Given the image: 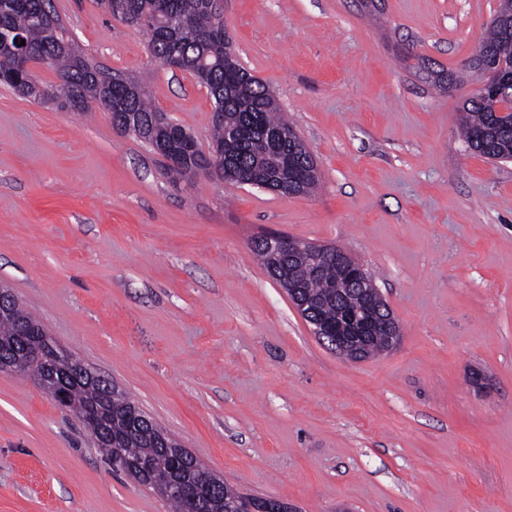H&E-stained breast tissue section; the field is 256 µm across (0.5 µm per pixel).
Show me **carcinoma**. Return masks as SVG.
Instances as JSON below:
<instances>
[{"label":"carcinoma","instance_id":"carcinoma-1","mask_svg":"<svg viewBox=\"0 0 512 512\" xmlns=\"http://www.w3.org/2000/svg\"><path fill=\"white\" fill-rule=\"evenodd\" d=\"M110 13L149 35L148 50L159 62L177 55L183 60V70L198 78L215 103L212 139L219 148L232 139L224 150L227 165L224 180L240 184L243 176L272 177L278 166L280 153L268 143L266 134L279 131L295 134L292 124L279 116L278 105L270 91L257 78L243 70L233 60L230 42L224 39L219 27L224 25L217 7H208L206 0H109ZM512 0H502L491 20L488 35L481 42L484 63L512 71ZM66 27L53 9L51 0H0V66L9 67L21 62L46 64L56 71L58 85L46 89L33 76L22 83H9L19 94L41 100L57 101L62 109L85 112L90 103L112 108V102L121 104V111L133 113L134 124L150 128L162 112L152 107L143 92L132 93L129 81L110 74L88 62L67 46ZM512 101V84L495 91H479L467 99L462 107V132L467 148L491 160H512V126L495 123L497 104ZM186 153L184 173H193L204 164L216 161V156L200 151L193 137ZM288 271V282L299 288L301 296L317 299L319 304L309 318L326 321L336 319L341 297L333 293L336 284V266L325 264L316 269L306 257L294 254L280 259ZM20 320L35 321L24 308L17 310L14 319H0V346L10 344ZM389 324L386 313L375 318L368 347L381 351L387 343ZM100 401L97 389L81 384L71 385L64 407L77 417L85 408ZM112 447L105 449L106 461L115 472L129 473V469L147 461L150 467L138 482L154 492L175 479L196 481L206 468L190 452L179 466L163 446L157 442L164 433L149 417L138 427L125 424L127 413L135 406L118 390L112 393ZM204 512H236L243 498L236 488L218 479L201 493Z\"/></svg>","mask_w":512,"mask_h":512}]
</instances>
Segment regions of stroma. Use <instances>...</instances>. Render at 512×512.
Instances as JSON below:
<instances>
[{
    "mask_svg": "<svg viewBox=\"0 0 512 512\" xmlns=\"http://www.w3.org/2000/svg\"><path fill=\"white\" fill-rule=\"evenodd\" d=\"M500 3L218 0L319 165L310 195L173 175L109 113L0 84V285L242 493L299 512H512V162L460 135L464 64ZM52 4L85 59L210 150L205 87L102 0ZM268 234L364 265L399 345L352 361L319 340L252 255ZM0 512L172 508L0 371Z\"/></svg>",
    "mask_w": 512,
    "mask_h": 512,
    "instance_id": "stroma-1",
    "label": "stroma"
}]
</instances>
